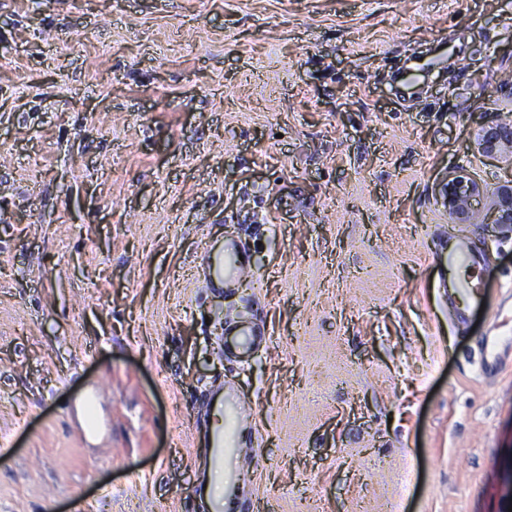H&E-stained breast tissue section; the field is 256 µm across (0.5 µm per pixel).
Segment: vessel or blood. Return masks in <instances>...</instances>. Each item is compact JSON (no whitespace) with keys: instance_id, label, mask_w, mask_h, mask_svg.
I'll return each mask as SVG.
<instances>
[{"instance_id":"1","label":"vessel or blood","mask_w":512,"mask_h":512,"mask_svg":"<svg viewBox=\"0 0 512 512\" xmlns=\"http://www.w3.org/2000/svg\"><path fill=\"white\" fill-rule=\"evenodd\" d=\"M441 249L447 256L448 305L455 313L457 324L464 326L472 312L490 302L483 279L488 261L474 249L470 233L464 228L450 234ZM251 273V250L246 242L232 239L217 247H207L202 283L209 291L234 294ZM222 342L225 355L243 359L267 348L268 333L240 317L227 322ZM504 345V338L493 332L481 339L479 367L483 373L498 374L512 364V359L505 356ZM206 404L209 412L225 419L224 427L216 429L208 442L213 464L223 467L227 457L239 453L258 457V449L240 448L234 431V423L243 412L238 395L220 388L208 394Z\"/></svg>"}]
</instances>
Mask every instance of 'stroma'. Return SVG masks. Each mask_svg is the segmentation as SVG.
Here are the masks:
<instances>
[{"label":"stroma","instance_id":"obj_1","mask_svg":"<svg viewBox=\"0 0 512 512\" xmlns=\"http://www.w3.org/2000/svg\"><path fill=\"white\" fill-rule=\"evenodd\" d=\"M510 121L512 0H0V512H188L219 384L262 448L232 512H512V367L477 357L512 308L456 327L432 257ZM469 231L497 298L512 238ZM230 234L255 275L222 298ZM234 306L272 335L246 367ZM448 51L445 47H440L439 52L436 58L433 61L422 63L419 61L409 62L405 64L402 68L398 69V71L394 75L395 82L407 89H413L415 86V75L417 72L425 69L426 66H434L440 65L442 63V58L444 55H447ZM477 145L480 153L492 157L503 149L512 150V124H496L484 127L477 134ZM439 191L441 202L453 220L461 224L485 223L480 205L487 189L466 170L448 174V180L441 185ZM242 255V259H239ZM252 274L251 250L242 240H229L218 248L209 245L202 268L203 288L234 294L241 282Z\"/></svg>","mask_w":512,"mask_h":512}]
</instances>
